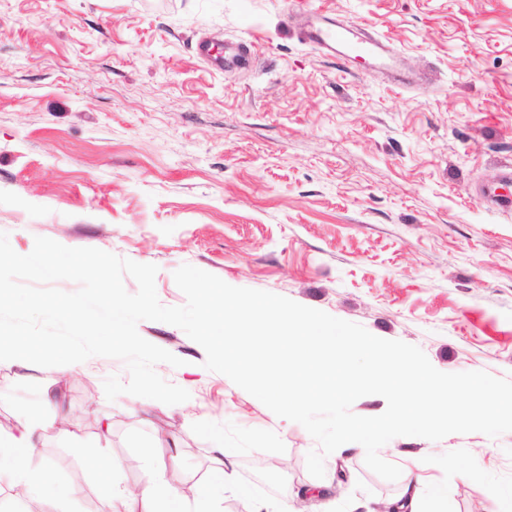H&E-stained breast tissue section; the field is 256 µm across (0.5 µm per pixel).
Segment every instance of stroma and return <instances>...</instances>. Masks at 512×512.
Returning a JSON list of instances; mask_svg holds the SVG:
<instances>
[{"mask_svg": "<svg viewBox=\"0 0 512 512\" xmlns=\"http://www.w3.org/2000/svg\"><path fill=\"white\" fill-rule=\"evenodd\" d=\"M320 4L382 35L385 59L302 40L306 0H0V232L22 255L41 236L156 265L166 306L185 304L173 274L189 264L417 346L439 371L512 376V210L493 202L512 198V0ZM138 332L182 359L155 370L189 400H108L104 379L129 375L101 356L0 366V431L62 396L67 425L36 436L30 465L52 468L66 512L99 510L95 448L119 463L129 512H146L137 492L156 472L122 462L150 443L194 501L218 436L233 451L218 512L250 497L281 512L303 486L318 492L308 512H352L410 482L422 512L434 483L453 512H493L512 485V432L396 437L379 451L394 481L350 443L313 477L300 424L207 370L182 329ZM431 456L454 464L416 468Z\"/></svg>", "mask_w": 512, "mask_h": 512, "instance_id": "obj_1", "label": "stroma"}]
</instances>
